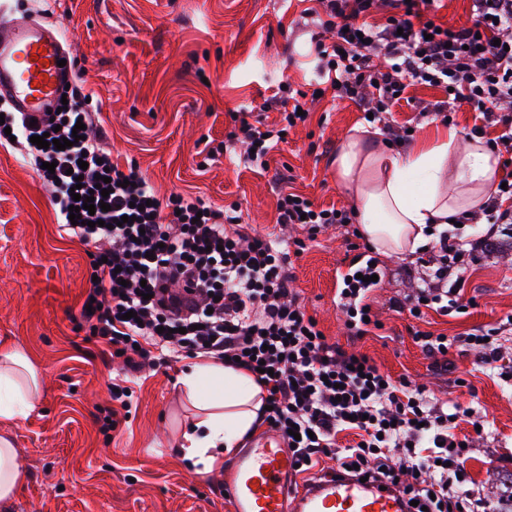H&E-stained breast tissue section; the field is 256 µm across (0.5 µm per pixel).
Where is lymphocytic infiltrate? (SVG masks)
Segmentation results:
<instances>
[{
    "mask_svg": "<svg viewBox=\"0 0 512 512\" xmlns=\"http://www.w3.org/2000/svg\"><path fill=\"white\" fill-rule=\"evenodd\" d=\"M324 18L316 19L312 40L318 76L334 88L336 98L356 104L381 123L388 142L398 148L410 141L407 127L389 123L388 114L409 83L449 88L447 99L422 102L420 117L442 116L467 104L501 133L490 139L505 153L504 185L486 209L498 221L512 223V0H471L472 22L438 27L422 17L415 0H316ZM384 10L382 21H372ZM304 91L283 83L264 103L279 109L274 125L241 122L229 143L244 149V164L266 167V157L288 130L305 123L299 108ZM0 145L21 146L36 174L51 186L59 228L89 247L97 275L88 299L97 308L81 311L95 336L122 360L126 372L157 370L181 356L222 363L237 359L264 396L259 420L283 434L300 471L319 456L335 455L340 472L357 467L359 476L391 482L412 501L410 512H481L465 475L468 451L459 447L452 413L436 409L424 387L382 372L364 354L328 341L308 315L293 287L291 257L305 243L292 239L284 252L271 237L248 232L235 212L213 207L200 197L171 194L157 199L139 166L113 163L94 132L92 113L72 107L29 123L19 112H5ZM90 133L71 147L41 148L33 137L46 133L70 139L76 123ZM55 170H47V163ZM108 174V210L82 213L72 224L73 194L88 197L97 177ZM98 219L89 227V219ZM277 221L303 224L309 237L326 226L348 224V209L321 208L309 198L288 192L277 200ZM436 242L427 270L412 295L396 301L398 311L429 309L459 312L460 289L449 278L468 242L456 230H435ZM377 266L365 264L361 275L338 293L337 306L351 335L379 328L366 318L365 299ZM470 333L464 341L476 350L481 366L504 376L512 373L496 337ZM349 431L357 444L337 449L336 436Z\"/></svg>",
    "mask_w": 512,
    "mask_h": 512,
    "instance_id": "f902f5d3",
    "label": "lymphocytic infiltrate"
}]
</instances>
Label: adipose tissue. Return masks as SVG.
<instances>
[{"label": "adipose tissue", "instance_id": "1", "mask_svg": "<svg viewBox=\"0 0 512 512\" xmlns=\"http://www.w3.org/2000/svg\"><path fill=\"white\" fill-rule=\"evenodd\" d=\"M456 129L441 126L403 152L365 126L350 129L336 151V179L354 192L363 236L384 256L406 257L427 241L428 225L479 212L494 188L498 159L483 137L458 150ZM182 382L201 415L178 448L188 468L210 472L252 428L260 387L242 370L210 361L195 364ZM41 376L27 352L0 340V423L11 426L33 410Z\"/></svg>", "mask_w": 512, "mask_h": 512}]
</instances>
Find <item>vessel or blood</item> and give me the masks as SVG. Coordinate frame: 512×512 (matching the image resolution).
<instances>
[{
    "label": "vessel or blood",
    "instance_id": "1",
    "mask_svg": "<svg viewBox=\"0 0 512 512\" xmlns=\"http://www.w3.org/2000/svg\"><path fill=\"white\" fill-rule=\"evenodd\" d=\"M68 52L57 29L36 19L0 21V96L22 112L52 111L60 87L71 78ZM294 468L276 433L259 439L224 476L232 512H405L393 488L349 476L311 482L292 493Z\"/></svg>",
    "mask_w": 512,
    "mask_h": 512
}]
</instances>
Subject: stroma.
Listing matches in <instances>:
<instances>
[{"label":"stroma","mask_w":512,"mask_h":512,"mask_svg":"<svg viewBox=\"0 0 512 512\" xmlns=\"http://www.w3.org/2000/svg\"><path fill=\"white\" fill-rule=\"evenodd\" d=\"M311 0H8L9 16L55 22L65 34L80 83L107 136L112 160L136 162L156 196L199 195L218 208L241 212L263 235L305 240L294 283L308 314L330 341L368 355L392 377L423 384L434 404L458 403L474 415L455 433L471 440L465 463L471 487L498 508L512 482V380L481 368L473 351L452 348L435 364L415 343V331L460 336L512 318V240L477 243L460 263L461 293L474 299L468 314L427 312L416 319L392 308L412 285L407 260L379 257L382 279L369 303L382 324L349 335L336 308L340 274L357 255L358 224H338L308 239L300 225L280 228L277 195L294 191L321 207H347L336 180V148L364 114L349 101L314 102L306 123L290 129L253 170L206 147L223 146L232 113L248 121L278 120L262 105L281 82L319 89L311 28L303 18ZM441 87L413 84L392 109L395 125L414 136L441 126L417 120L415 104L445 99ZM90 257L60 235L51 192L18 150L0 147V337L26 350L42 375L38 407L10 432L25 469L13 499L0 512H231L218 470L186 468L174 447L192 420L181 385L192 364L145 371L129 388L131 408L116 429L103 419L116 410L109 387L120 373L111 350L80 314ZM485 422L475 433L472 418Z\"/></svg>","instance_id":"1"}]
</instances>
